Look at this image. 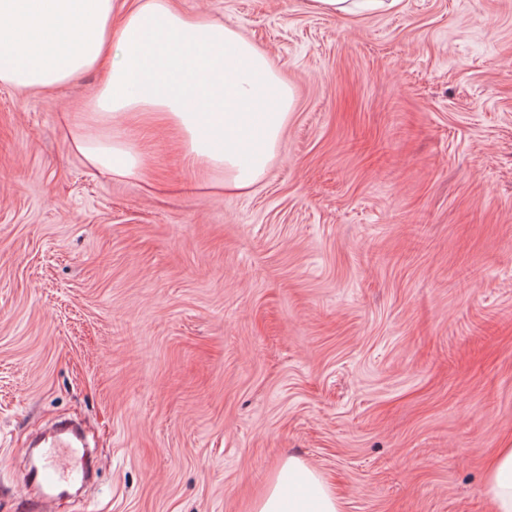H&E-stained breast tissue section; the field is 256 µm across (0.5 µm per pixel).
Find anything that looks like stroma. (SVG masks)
<instances>
[{
    "mask_svg": "<svg viewBox=\"0 0 512 512\" xmlns=\"http://www.w3.org/2000/svg\"><path fill=\"white\" fill-rule=\"evenodd\" d=\"M293 87L251 192L148 193L69 145L102 71L0 84V512L83 422L49 512H249L297 456L345 512H484L512 444V0H176ZM152 180L199 172L132 127ZM309 6L321 13L345 16L360 8L384 7V0H309Z\"/></svg>",
    "mask_w": 512,
    "mask_h": 512,
    "instance_id": "obj_1",
    "label": "stroma"
}]
</instances>
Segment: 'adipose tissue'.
Here are the masks:
<instances>
[{
  "label": "adipose tissue",
  "mask_w": 512,
  "mask_h": 512,
  "mask_svg": "<svg viewBox=\"0 0 512 512\" xmlns=\"http://www.w3.org/2000/svg\"><path fill=\"white\" fill-rule=\"evenodd\" d=\"M105 69L72 147L93 169L145 179L150 156L131 125L174 132L215 189L242 193L276 155L293 93L268 56L233 28L175 0H0V83L50 91ZM488 512H512V447L487 465ZM251 512H344L343 498L302 459L285 460Z\"/></svg>",
  "instance_id": "obj_1"
}]
</instances>
